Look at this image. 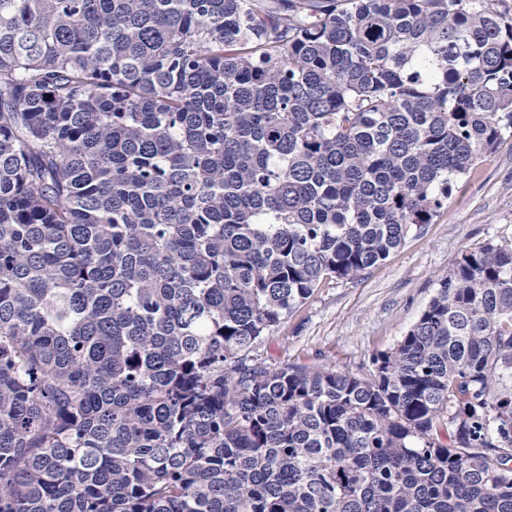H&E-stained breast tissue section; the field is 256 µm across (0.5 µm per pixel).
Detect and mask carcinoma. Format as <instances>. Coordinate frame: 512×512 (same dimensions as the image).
<instances>
[{
	"instance_id": "1",
	"label": "carcinoma",
	"mask_w": 512,
	"mask_h": 512,
	"mask_svg": "<svg viewBox=\"0 0 512 512\" xmlns=\"http://www.w3.org/2000/svg\"><path fill=\"white\" fill-rule=\"evenodd\" d=\"M507 134L512 0H0V512H512V239L260 353Z\"/></svg>"
}]
</instances>
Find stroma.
Here are the masks:
<instances>
[{
  "instance_id": "35a3bbf8",
  "label": "stroma",
  "mask_w": 512,
  "mask_h": 512,
  "mask_svg": "<svg viewBox=\"0 0 512 512\" xmlns=\"http://www.w3.org/2000/svg\"><path fill=\"white\" fill-rule=\"evenodd\" d=\"M512 238V136L460 178L431 224L354 281L317 289L260 352L268 363L356 368L393 348L466 251Z\"/></svg>"
}]
</instances>
